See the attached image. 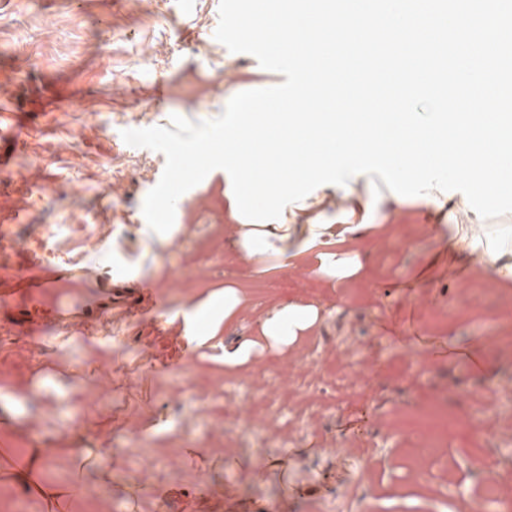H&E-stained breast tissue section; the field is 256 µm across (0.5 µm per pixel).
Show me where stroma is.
<instances>
[{
    "label": "stroma",
    "instance_id": "obj_1",
    "mask_svg": "<svg viewBox=\"0 0 512 512\" xmlns=\"http://www.w3.org/2000/svg\"><path fill=\"white\" fill-rule=\"evenodd\" d=\"M10 0L0 6V113L28 128L0 177V200L19 204L26 224L55 225L65 258L99 267L130 265L158 286L191 273V255L224 210L221 194L190 189L173 227L153 232L142 207L166 159L127 145L128 129L169 126L172 115L192 121L222 114L237 93L269 88L282 74L250 55L229 51L212 34L220 0ZM111 221L112 251L94 252L102 221ZM434 212L421 204L394 211L389 229L369 247L370 271L347 288L291 292L317 307L311 333L284 352L257 347L249 362L224 367V346L251 335L238 323L189 348L180 369L146 377L147 328L115 315L112 333L38 346L17 343L0 352V446L20 455L48 450L56 466L46 490L71 487L69 512H159L151 493L136 488L150 464L153 485L175 489L169 512H233L259 503L295 512L292 490L307 495V512H463L485 474L500 471L496 456L470 461L449 437L446 467L412 473L401 463L418 425L469 411L475 434L512 452V396L488 389V378L512 379V282L495 284V303L469 302L480 281L479 258L464 260L434 231ZM238 260L225 258L204 288L174 292L173 311L206 305L211 292L240 283ZM463 304L462 313L449 303ZM416 324L484 359L482 372L454 356L425 360L383 336L378 323ZM495 337L484 351L483 337ZM360 380L356 393L336 390V378ZM111 391L103 415L93 400ZM97 438L94 449L57 444L70 420ZM111 451L101 476L85 463L91 451ZM108 486L109 499L88 509L85 492ZM208 487L198 503L183 490Z\"/></svg>",
    "mask_w": 512,
    "mask_h": 512
}]
</instances>
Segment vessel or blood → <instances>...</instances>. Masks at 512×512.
Segmentation results:
<instances>
[{
    "label": "vessel or blood",
    "instance_id": "1",
    "mask_svg": "<svg viewBox=\"0 0 512 512\" xmlns=\"http://www.w3.org/2000/svg\"><path fill=\"white\" fill-rule=\"evenodd\" d=\"M134 295L131 315L162 332L170 306L168 292L140 272L120 277L67 260L42 258L17 224H0V349L24 341L40 344L48 329L64 336H94L112 323V292ZM419 353L436 361L448 351L445 340L410 332Z\"/></svg>",
    "mask_w": 512,
    "mask_h": 512
}]
</instances>
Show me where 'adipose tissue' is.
Instances as JSON below:
<instances>
[{"mask_svg": "<svg viewBox=\"0 0 512 512\" xmlns=\"http://www.w3.org/2000/svg\"><path fill=\"white\" fill-rule=\"evenodd\" d=\"M377 174L356 175L348 189L331 185L314 193L306 208L287 207L284 225H256L232 221L224 227V241L230 251L255 272H284L305 268L312 276L328 280L330 287L350 284L365 270L368 253L365 244L373 230L385 227L399 200L373 184ZM438 214L444 219L453 247L481 260L479 273L493 281L512 280V220L501 217L490 231L460 235L463 224H476V215L465 208L462 194L444 197ZM214 305L183 312L185 326L198 343L217 336L222 326L249 315L252 311L242 288L213 292ZM318 310L298 302L276 303L259 316V337H237L224 346V366L235 369L250 360L260 341L273 347L294 343L299 334L315 326Z\"/></svg>", "mask_w": 512, "mask_h": 512, "instance_id": "obj_1", "label": "adipose tissue"}]
</instances>
